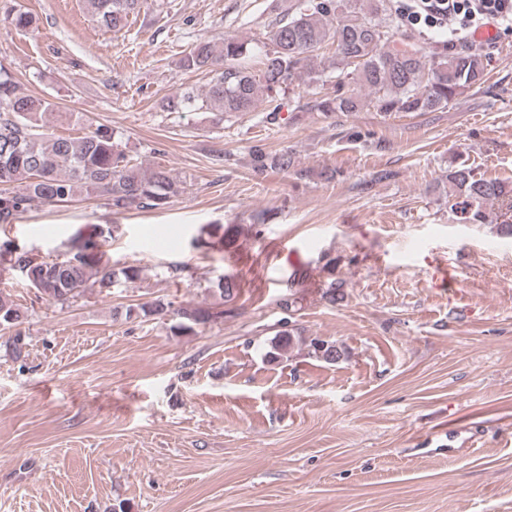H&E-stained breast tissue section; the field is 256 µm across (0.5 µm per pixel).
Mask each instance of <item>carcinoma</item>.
<instances>
[{"label":"carcinoma","instance_id":"1","mask_svg":"<svg viewBox=\"0 0 512 512\" xmlns=\"http://www.w3.org/2000/svg\"><path fill=\"white\" fill-rule=\"evenodd\" d=\"M86 9L102 26L120 32L143 0H84ZM389 0H297L276 20L271 47L254 72L240 63L247 43L226 37L221 45L200 41L179 60L187 71H210L214 76L204 94L187 90L171 103L175 109L202 112H250L258 104L273 103L296 78L321 81L314 58L335 47L332 65L336 84L313 100L310 109L326 119L349 117L366 106L383 116L398 112H436L465 90L486 80V55L469 50L427 52L398 37V27L387 20ZM368 90L362 95L356 87ZM54 104L46 98L23 95L9 70L0 64V224L13 223L34 201L67 203L78 195L104 196L112 211L132 205L163 210L187 190L186 182L164 168L148 173L132 163L111 127L98 125L75 137L43 131L45 113ZM294 167L288 152L271 155L256 145L252 170L286 172ZM448 209L461 224H499L512 233V180L485 177L461 162L448 168ZM111 231L97 227L84 237L76 234L73 252L66 258L38 261L12 241L0 243V264L20 272L28 287L53 304H65L92 288H108L115 280L140 278L138 266H112L103 244ZM222 303L234 301L236 281L225 276L210 286ZM145 315L173 313L181 332H193L224 317V310L202 305L178 308L161 301L141 306ZM23 311L0 293V327L15 328L8 350L24 357L25 337L16 330ZM308 355L327 363L341 352L335 343L319 337L309 341Z\"/></svg>","mask_w":512,"mask_h":512}]
</instances>
